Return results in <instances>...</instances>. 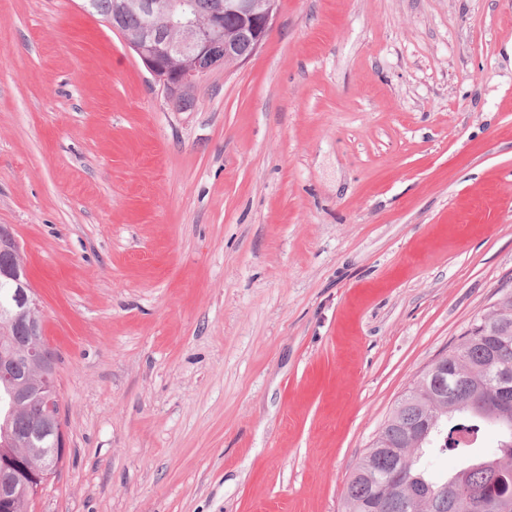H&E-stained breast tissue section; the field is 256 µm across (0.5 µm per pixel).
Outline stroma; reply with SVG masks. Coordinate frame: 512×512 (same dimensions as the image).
Listing matches in <instances>:
<instances>
[{"mask_svg": "<svg viewBox=\"0 0 512 512\" xmlns=\"http://www.w3.org/2000/svg\"><path fill=\"white\" fill-rule=\"evenodd\" d=\"M191 95L82 0H0V225L65 443L31 512H342L512 290V0H278Z\"/></svg>", "mask_w": 512, "mask_h": 512, "instance_id": "stroma-1", "label": "stroma"}]
</instances>
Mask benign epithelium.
Listing matches in <instances>:
<instances>
[{
    "label": "benign epithelium",
    "instance_id": "7a95c632",
    "mask_svg": "<svg viewBox=\"0 0 512 512\" xmlns=\"http://www.w3.org/2000/svg\"><path fill=\"white\" fill-rule=\"evenodd\" d=\"M137 6L144 17L143 28L126 37V42L169 101L202 82L214 68L249 60L265 42L277 15V0H211L204 13L193 0H137ZM0 255L10 258L0 264V278L14 288L11 307L1 309L0 317L27 322L28 340L16 353L44 363L50 351L41 341L42 324L36 315L39 302L17 240L5 226L0 227ZM45 389L43 412L32 420L36 429L49 425L59 403L56 382L46 381ZM0 469L13 476L0 486V512H11L18 496L38 495L50 477L27 448L1 458Z\"/></svg>",
    "mask_w": 512,
    "mask_h": 512
}]
</instances>
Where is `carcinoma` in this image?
<instances>
[{
  "label": "carcinoma",
  "instance_id": "carcinoma-1",
  "mask_svg": "<svg viewBox=\"0 0 512 512\" xmlns=\"http://www.w3.org/2000/svg\"><path fill=\"white\" fill-rule=\"evenodd\" d=\"M26 339L23 324L0 321V350L8 352ZM444 359L448 370L456 372L451 393L441 392L427 371L413 383L354 469L345 512H471L473 501L499 496L496 471L512 470V383L502 388L497 382L498 371L512 370V291L477 314ZM11 368L18 386L36 389L39 374L30 360L18 356ZM37 406L34 396L18 403L9 434L0 437V456L31 447L51 453L53 437L37 438L30 431ZM490 421L501 431L498 455L474 457L470 439ZM433 443L459 452L468 464L441 482L429 481L418 467L419 458L407 449Z\"/></svg>",
  "mask_w": 512,
  "mask_h": 512
}]
</instances>
